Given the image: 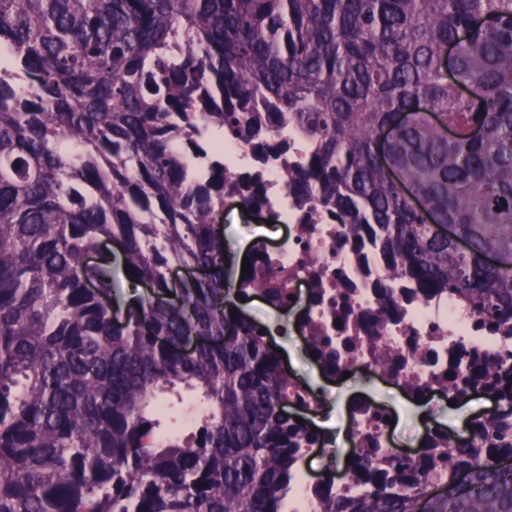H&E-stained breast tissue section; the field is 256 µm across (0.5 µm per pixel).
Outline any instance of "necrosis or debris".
I'll return each mask as SVG.
<instances>
[{"instance_id":"necrosis-or-debris-1","label":"necrosis or debris","mask_w":512,"mask_h":512,"mask_svg":"<svg viewBox=\"0 0 512 512\" xmlns=\"http://www.w3.org/2000/svg\"><path fill=\"white\" fill-rule=\"evenodd\" d=\"M279 136L288 141V153L267 156L254 155L230 136L207 137L202 142L205 157L193 164L200 172L210 159L220 158L234 176L258 181L266 201L263 218L284 229L276 239L255 241L249 276L233 284L232 291L259 298L281 314L297 310L294 322L265 336L273 343L288 335L309 343L308 354L325 386L319 389L293 378L291 403L304 415H321L332 400L327 385L355 371L378 373L385 386L404 391L406 398L431 400L448 396V369L466 370L468 355L512 357V331L484 325L448 292L429 293L411 280L389 279L372 239L354 243L345 226L325 210L313 212L298 204L281 174L302 162L308 142L288 123L281 125ZM387 304L393 311L385 318L381 310ZM384 360L395 363V370L381 369ZM395 416L374 398L352 405L345 430L349 454L388 469L404 455L419 461L430 447L447 451V429L428 426L418 445L402 453L393 442ZM322 445L319 436L301 441L291 468L286 512H320L324 491L346 499L363 493V484L348 470L340 476H311L309 460Z\"/></svg>"}]
</instances>
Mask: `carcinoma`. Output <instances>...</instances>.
I'll return each instance as SVG.
<instances>
[{
  "mask_svg": "<svg viewBox=\"0 0 512 512\" xmlns=\"http://www.w3.org/2000/svg\"><path fill=\"white\" fill-rule=\"evenodd\" d=\"M283 121L299 202L512 326V0H0V512H282L310 433L214 223L224 194L264 198L190 154ZM104 242L127 271L87 262ZM448 389L497 393L481 447L391 480L355 458L371 491L322 512H512V366Z\"/></svg>",
  "mask_w": 512,
  "mask_h": 512,
  "instance_id": "1",
  "label": "carcinoma"
}]
</instances>
